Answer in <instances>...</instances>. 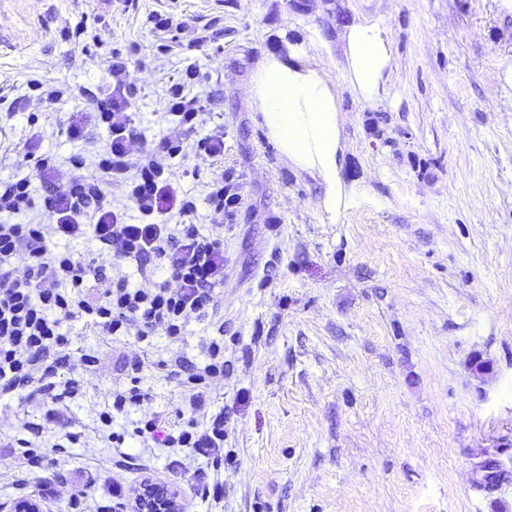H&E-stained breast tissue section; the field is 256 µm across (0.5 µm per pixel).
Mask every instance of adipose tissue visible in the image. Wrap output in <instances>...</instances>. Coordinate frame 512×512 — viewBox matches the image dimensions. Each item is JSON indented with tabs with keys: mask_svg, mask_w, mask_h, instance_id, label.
<instances>
[{
	"mask_svg": "<svg viewBox=\"0 0 512 512\" xmlns=\"http://www.w3.org/2000/svg\"><path fill=\"white\" fill-rule=\"evenodd\" d=\"M342 41L352 87L362 100H374L394 65L385 29L376 22L353 23L345 27ZM249 93L280 154L320 179V206L329 221H336L347 192L340 178V106L328 82L308 64L270 55L254 69Z\"/></svg>",
	"mask_w": 512,
	"mask_h": 512,
	"instance_id": "obj_1",
	"label": "adipose tissue"
}]
</instances>
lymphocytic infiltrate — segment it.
Masks as SVG:
<instances>
[{
    "instance_id": "1",
    "label": "lymphocytic infiltrate",
    "mask_w": 512,
    "mask_h": 512,
    "mask_svg": "<svg viewBox=\"0 0 512 512\" xmlns=\"http://www.w3.org/2000/svg\"><path fill=\"white\" fill-rule=\"evenodd\" d=\"M137 45L113 49L106 76L87 111L69 113L60 129L76 150L65 160L42 152L35 119L21 146L23 173L0 180V396L27 389L38 399L37 420L25 430L42 437L53 432L80 444L82 432L63 405L78 392L69 374L98 359L90 353L72 357L65 323L92 319L106 336L156 335L178 343L188 321L215 319L224 286V237L219 229L233 220L241 197L232 177L215 178L204 202L185 193L173 170L186 152L204 162L224 160V127L214 121L204 89L212 74L194 61L166 89L160 118L167 132L149 142L136 109L137 86L130 64ZM106 131L94 157L81 150L91 128ZM120 190L124 203L111 202ZM41 209L45 223L21 222V215ZM214 226L203 234L201 224ZM86 239L109 258L106 273L92 257L60 249V242ZM25 255L17 267V255ZM156 274L150 288L132 287L117 270L124 265ZM125 386L113 392L112 406L101 412L97 427L113 447L140 439L154 448H178L186 457L206 462L195 471L213 501L224 497V413L212 410L209 390L225 375L224 341L211 340L207 360L196 364L180 356L170 374L181 386L184 404L178 426L152 412L138 361L124 365ZM65 388H58L60 376Z\"/></svg>"
}]
</instances>
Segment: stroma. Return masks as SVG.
I'll list each match as a JSON object with an SVG mask.
<instances>
[{"label":"stroma","instance_id":"stroma-1","mask_svg":"<svg viewBox=\"0 0 512 512\" xmlns=\"http://www.w3.org/2000/svg\"><path fill=\"white\" fill-rule=\"evenodd\" d=\"M93 0H0V177L37 113L43 147L71 146L58 130L76 96L45 108L31 81L94 88L106 56L74 37ZM184 13L196 36L224 32L201 55L182 44L155 53L164 33L152 13ZM386 27L395 67L378 100L351 88L344 23ZM107 47L141 48L132 64L139 110L160 135L170 80L197 58L224 124V168L241 195L224 227V359L212 409L224 412V499L173 480L176 448L95 434L123 387L124 359L140 362L153 411L174 418L183 401L162 360L207 359L213 326L190 320L178 344L106 336L67 325L72 354L97 365L73 377L69 414L81 444L53 449L47 477L60 499L82 492L83 512H129L144 480L174 484L183 512H512V476L492 491L477 467L492 458L512 473V0H133L96 23ZM308 63L338 97L346 208L329 222L316 177L268 139L248 88L280 45ZM0 397V503L28 500L22 467L26 418ZM127 488L110 498L105 477Z\"/></svg>","mask_w":512,"mask_h":512}]
</instances>
